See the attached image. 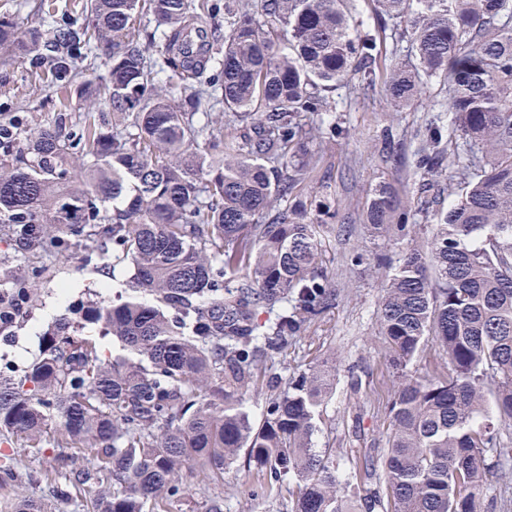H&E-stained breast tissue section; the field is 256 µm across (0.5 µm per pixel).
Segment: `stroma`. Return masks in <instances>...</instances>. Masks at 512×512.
Wrapping results in <instances>:
<instances>
[{"mask_svg":"<svg viewBox=\"0 0 512 512\" xmlns=\"http://www.w3.org/2000/svg\"><path fill=\"white\" fill-rule=\"evenodd\" d=\"M75 0H0V16H7L23 29L46 28L47 10L72 8ZM338 103L326 117L336 124L339 137L319 134L313 143L323 155V171L312 174L298 191L330 203L336 219L323 237V265L336 288L334 304L313 320L301 337L280 357L277 370L282 377L297 376L325 360L336 363V386L319 409V431L315 444L336 453L337 476H345L356 462L375 454L386 445V407L396 381L390 365L391 347L382 334L378 308L382 297L380 279L367 264H356V254L383 255L399 264L412 249L421 247L430 232V222L416 216L406 235L392 239L372 237L362 212L371 183L385 180L411 198L420 197L431 210L448 206L447 178L427 179L417 167L415 150L429 135L430 112L419 105L394 109L381 91L340 88L334 91ZM57 96L36 87L35 80L19 63L0 66V122L19 118L25 127L36 129L53 123ZM392 127L407 139L408 152L400 163H383L374 151L383 127ZM36 270L38 297L27 306L22 321L0 332V360L24 369L41 355V336L52 325L46 317L50 304H57L58 317L69 316L89 293L112 299L109 279L128 280L130 263L116 265L113 274L100 272L98 260L80 249L65 259L40 252L26 259L13 255L8 241L0 236V289L9 290L17 270ZM56 316V317H57ZM15 458L21 471L32 481L0 487V512H13L17 498L30 497L44 503L47 512H89L91 503L84 491L71 490L69 497L57 496L53 485L43 478L48 467L46 455L21 442L0 436V456ZM180 492L168 505V512H206L210 500L222 497L224 512H290L296 495L294 481L280 484L276 494L265 491L266 477L235 462L224 470L220 481L193 470L183 469Z\"/></svg>","mask_w":512,"mask_h":512,"instance_id":"35a3bbf8","label":"stroma"}]
</instances>
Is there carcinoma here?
Returning a JSON list of instances; mask_svg holds the SVG:
<instances>
[{
	"label": "carcinoma",
	"instance_id": "cac0c4a2",
	"mask_svg": "<svg viewBox=\"0 0 512 512\" xmlns=\"http://www.w3.org/2000/svg\"><path fill=\"white\" fill-rule=\"evenodd\" d=\"M354 2L86 0L84 21L65 13L44 31L0 18V52L64 93L52 126L0 123L14 253L85 247L103 269H134L126 295L46 329L22 373L0 365V434L51 447L56 475L91 458L65 479L96 512H162L182 468L221 480L242 450L267 492L296 479L293 512H482L489 476L512 463L500 441L512 428V0H375L372 26ZM388 25L396 49L380 67ZM434 83L448 92V151L437 116L417 164L450 168V202L425 250L394 269L370 262L398 383L388 447L361 463L385 492L348 494L313 441L335 366L275 392V359L336 300L319 252L336 212L293 188L320 163L309 143L332 89L381 84L401 108ZM74 102L84 118L65 134ZM213 112L240 130L224 134ZM375 150L396 162L405 142L385 127ZM363 217L374 237L404 235L411 201L378 181ZM36 295L27 280L0 296V327ZM78 320L112 337V354ZM431 344L448 371L409 374ZM260 383L273 394L256 422L245 395Z\"/></svg>",
	"mask_w": 512,
	"mask_h": 512
}]
</instances>
